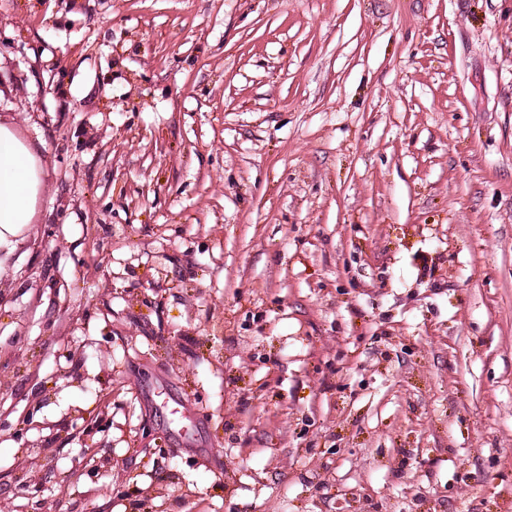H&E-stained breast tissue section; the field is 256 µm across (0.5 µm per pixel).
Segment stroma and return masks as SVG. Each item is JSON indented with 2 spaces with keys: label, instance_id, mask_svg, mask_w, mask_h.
<instances>
[{
  "label": "stroma",
  "instance_id": "1",
  "mask_svg": "<svg viewBox=\"0 0 512 512\" xmlns=\"http://www.w3.org/2000/svg\"><path fill=\"white\" fill-rule=\"evenodd\" d=\"M0 119V512H512V0H0ZM43 175L31 145L18 138L11 124L0 123V245L31 224L43 191Z\"/></svg>",
  "mask_w": 512,
  "mask_h": 512
}]
</instances>
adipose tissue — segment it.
<instances>
[{"instance_id": "adipose-tissue-1", "label": "adipose tissue", "mask_w": 512, "mask_h": 512, "mask_svg": "<svg viewBox=\"0 0 512 512\" xmlns=\"http://www.w3.org/2000/svg\"><path fill=\"white\" fill-rule=\"evenodd\" d=\"M43 187L31 145L11 124L0 123V242L32 222Z\"/></svg>"}]
</instances>
